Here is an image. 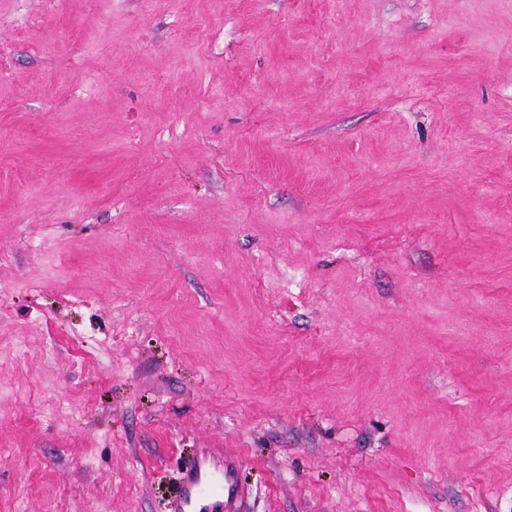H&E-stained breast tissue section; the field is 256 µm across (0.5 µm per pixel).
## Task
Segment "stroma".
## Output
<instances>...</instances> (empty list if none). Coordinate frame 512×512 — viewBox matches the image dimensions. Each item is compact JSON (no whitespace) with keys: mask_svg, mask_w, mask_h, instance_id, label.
<instances>
[{"mask_svg":"<svg viewBox=\"0 0 512 512\" xmlns=\"http://www.w3.org/2000/svg\"><path fill=\"white\" fill-rule=\"evenodd\" d=\"M512 512V0H0V512ZM235 460L202 453L186 467L173 501L174 512H246L247 490L236 478Z\"/></svg>","mask_w":512,"mask_h":512,"instance_id":"1","label":"stroma"}]
</instances>
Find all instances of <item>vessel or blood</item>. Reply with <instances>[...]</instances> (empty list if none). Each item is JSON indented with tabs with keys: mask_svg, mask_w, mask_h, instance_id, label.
Here are the masks:
<instances>
[{
	"mask_svg": "<svg viewBox=\"0 0 512 512\" xmlns=\"http://www.w3.org/2000/svg\"><path fill=\"white\" fill-rule=\"evenodd\" d=\"M235 460L200 455L186 467L173 512H244L247 491L236 478Z\"/></svg>",
	"mask_w": 512,
	"mask_h": 512,
	"instance_id": "b4317fda",
	"label": "vessel or blood"
}]
</instances>
